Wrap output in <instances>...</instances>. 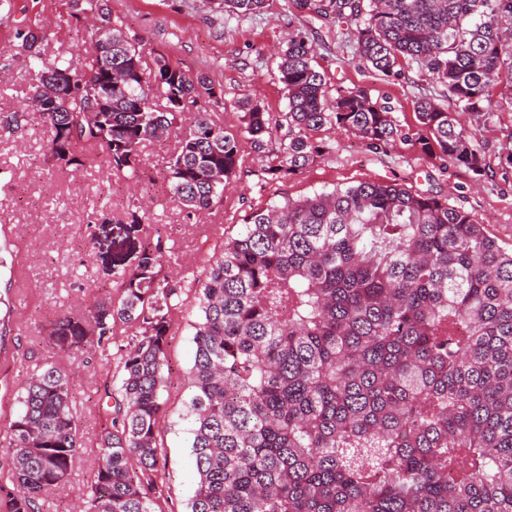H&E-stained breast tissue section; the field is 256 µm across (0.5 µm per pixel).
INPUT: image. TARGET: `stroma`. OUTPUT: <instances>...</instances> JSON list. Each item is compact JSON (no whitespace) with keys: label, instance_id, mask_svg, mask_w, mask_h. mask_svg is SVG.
Here are the masks:
<instances>
[{"label":"stroma","instance_id":"stroma-1","mask_svg":"<svg viewBox=\"0 0 512 512\" xmlns=\"http://www.w3.org/2000/svg\"><path fill=\"white\" fill-rule=\"evenodd\" d=\"M129 35L146 44L145 70L163 55L174 66L207 75L222 94L211 107L212 118L241 137L242 165L224 194V206L187 214L167 194L164 173L182 136L175 130L163 141L142 147L145 160L140 183H111L101 194L106 167L87 166L76 172L50 168L48 127L29 111L41 71L40 62L17 52L21 31L38 28L47 34L43 59L76 60L87 47L92 26L86 16L71 13V0H0V114L17 112L19 129L0 128V438L20 410L18 396L35 366L58 362L71 373L75 389L72 414L83 447L65 484L43 496L40 512H69L75 494L87 486L99 434L107 420L106 387L117 384L113 366L96 356L64 353L50 341L61 316L84 312L103 297L113 281L107 254L112 227L128 221L130 197L147 208L141 234L161 237L174 251L184 275L203 278L207 259L225 238L236 235L245 211L285 198H299L334 185L361 181H396L415 191L446 198L469 213L475 223L504 249H512V91L498 88L480 122L459 113L472 125L484 147L487 174L475 178L466 167L440 165L408 143L385 154L365 150L352 132L330 134L335 149L302 174L257 187L266 164L244 132L242 102L252 99L267 111L283 112L287 101L277 80L275 48L289 35L305 33L315 46V65L325 74L330 96L357 88L373 97L389 98L404 129H415L413 105L428 97L447 105L441 86L425 67L403 62L399 78L376 75L354 56V31L340 26L327 31L303 14L290 15L287 0H269L263 14L220 17L209 0H102ZM101 212L103 225L92 222ZM196 316L193 292H186L175 311L167 347L170 366L164 392L165 417L158 442L163 449L158 485L164 512H187L197 482L187 448L186 419L189 370L193 363L191 321Z\"/></svg>","mask_w":512,"mask_h":512}]
</instances>
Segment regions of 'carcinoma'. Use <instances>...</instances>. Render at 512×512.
Wrapping results in <instances>:
<instances>
[{
    "mask_svg": "<svg viewBox=\"0 0 512 512\" xmlns=\"http://www.w3.org/2000/svg\"><path fill=\"white\" fill-rule=\"evenodd\" d=\"M221 15H257L267 0H211ZM331 27L355 26L354 54L381 76L400 60L422 64L462 112L479 118L496 89L512 88V0H292ZM112 49L99 39L77 64L94 88L56 97L39 115L49 127L52 165L101 160L109 175L139 181L141 146L186 128L168 162L170 196L187 214L224 206L240 167L237 135L215 122V87L156 58L107 15ZM300 33L277 51L287 111L252 104L251 147L267 162L259 181L302 173L333 149L321 135L353 132L373 153L414 141L445 165L486 175L484 151L457 114L415 102L410 137L387 99L357 88L329 98ZM164 110L155 109V94ZM110 111L91 124L87 111ZM240 232L208 259L190 323L189 448L198 475L188 512H512V252L464 211L396 183L336 185L242 216ZM138 262L115 276L116 296L80 321L60 318L63 351L103 354L118 326L121 384L106 397L82 512H160L157 437L169 371L168 336L183 305L176 263L161 240L112 238ZM73 383L60 363L37 366L0 450L5 512H34L65 482L82 447Z\"/></svg>",
    "mask_w": 512,
    "mask_h": 512,
    "instance_id": "1",
    "label": "carcinoma"
}]
</instances>
